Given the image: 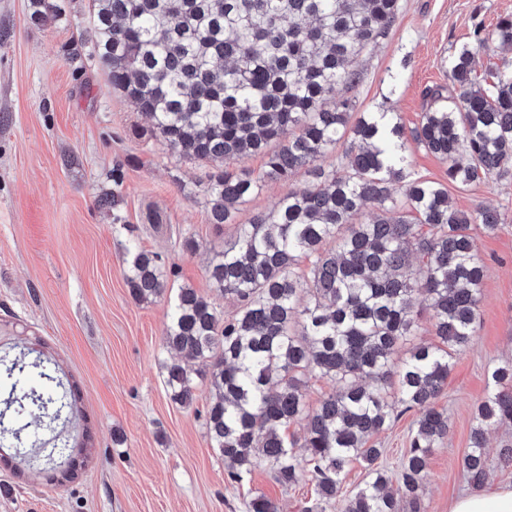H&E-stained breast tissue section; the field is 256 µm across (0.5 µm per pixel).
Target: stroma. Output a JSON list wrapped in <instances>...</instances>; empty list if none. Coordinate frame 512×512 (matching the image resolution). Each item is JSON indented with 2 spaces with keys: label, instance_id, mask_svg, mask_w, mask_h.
I'll return each mask as SVG.
<instances>
[{
  "label": "stroma",
  "instance_id": "35a3bbf8",
  "mask_svg": "<svg viewBox=\"0 0 512 512\" xmlns=\"http://www.w3.org/2000/svg\"><path fill=\"white\" fill-rule=\"evenodd\" d=\"M65 15L33 23L27 0H0V320L41 341L79 395L71 437L85 449L70 477L39 465L0 461V512H247L260 492L279 512H303L315 499L310 480L284 487L264 468L227 480L204 425L209 385L183 407L170 399L161 369L170 303L135 302L122 274L112 214L98 209L112 168L123 173L124 223L140 246L171 268L173 287L190 285L224 314L232 297L211 288L213 250L237 224L269 212L305 176L265 180L236 224H209L199 193L207 167L180 160L148 130V119L114 91L91 56L69 61L68 49L90 24L89 0H58ZM397 18L359 63L349 97L358 112L398 113L413 128L429 101L424 92L455 90L448 60L475 26L492 29L512 14V0H399ZM465 213L491 206L493 233L473 229L485 264L479 318L471 343L455 355L436 402L448 435L434 452L419 496L420 512H448L468 492L462 458L488 370L512 358V177L477 188L449 186ZM199 242L180 248L183 234ZM416 412L381 433L380 466L396 473L409 449Z\"/></svg>",
  "mask_w": 512,
  "mask_h": 512
}]
</instances>
